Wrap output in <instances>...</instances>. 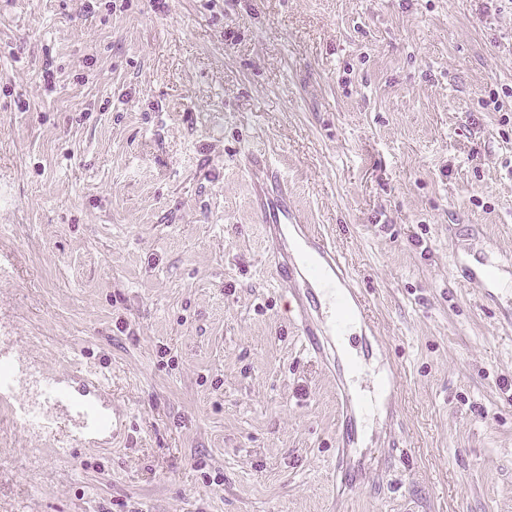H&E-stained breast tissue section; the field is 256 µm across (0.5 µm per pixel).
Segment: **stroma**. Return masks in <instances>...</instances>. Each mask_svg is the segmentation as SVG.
Returning <instances> with one entry per match:
<instances>
[{"mask_svg":"<svg viewBox=\"0 0 512 512\" xmlns=\"http://www.w3.org/2000/svg\"><path fill=\"white\" fill-rule=\"evenodd\" d=\"M505 88L512 0H0V347L125 416L72 456L0 416V512H512V287L466 273L512 259ZM252 150L360 376L303 346ZM243 166L256 191L255 213L269 242L268 262L275 279L292 292L305 347L315 357L327 356L324 342L342 341L353 319L366 322V309L354 292L346 287L348 274L336 249L327 238L309 231L301 223L296 208L288 205V195L278 169L265 154L247 153ZM265 180L280 186L276 193L263 192ZM338 283L346 288L347 299L336 301ZM319 309L323 322L319 318ZM337 309V313H336ZM329 314V315H327Z\"/></svg>","mask_w":512,"mask_h":512,"instance_id":"stroma-1","label":"stroma"}]
</instances>
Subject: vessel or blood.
Returning a JSON list of instances; mask_svg holds the SVG:
<instances>
[{
  "mask_svg": "<svg viewBox=\"0 0 512 512\" xmlns=\"http://www.w3.org/2000/svg\"><path fill=\"white\" fill-rule=\"evenodd\" d=\"M243 166L254 184L270 180L277 184L275 193L257 192L255 213L269 242L268 262L275 279L292 292L300 322V332L307 350L326 357L327 345L343 339L352 320L366 317V309L355 294L338 301L336 287L348 277L336 249L327 238L309 231L302 224L296 208L288 203L281 184L282 176L270 158L263 154H246ZM20 369L16 360L0 354V398H16ZM105 385L91 378L77 389L62 386L57 379L45 376L40 393L46 402L69 408L81 401L85 409L75 427L80 436L114 435L118 417L101 405Z\"/></svg>",
  "mask_w": 512,
  "mask_h": 512,
  "instance_id": "1",
  "label": "vessel or blood"
}]
</instances>
